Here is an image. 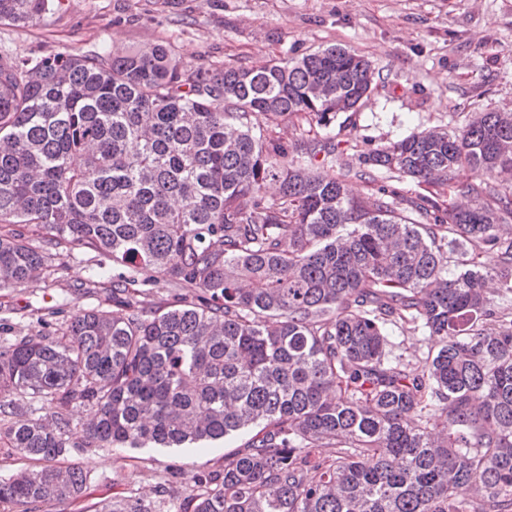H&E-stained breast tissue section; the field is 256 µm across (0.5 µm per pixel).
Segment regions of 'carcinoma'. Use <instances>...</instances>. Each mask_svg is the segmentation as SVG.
<instances>
[{
	"label": "carcinoma",
	"instance_id": "1",
	"mask_svg": "<svg viewBox=\"0 0 512 512\" xmlns=\"http://www.w3.org/2000/svg\"><path fill=\"white\" fill-rule=\"evenodd\" d=\"M60 2L0 0V22L33 24ZM373 83L340 46L215 72L183 69L163 43L0 53V289L93 252L86 285L122 310L43 319L0 346V443L36 462L0 479V505L82 497L70 448L243 435L224 469L191 476L202 490L183 512H512V320L478 261L497 252L511 297L512 112L391 142L337 176L335 138L255 131L327 128ZM466 168L478 180L458 189L465 210L346 187L383 169L443 188ZM160 286L172 303L153 302ZM400 324L438 349L392 355ZM77 403L93 418L72 443Z\"/></svg>",
	"mask_w": 512,
	"mask_h": 512
}]
</instances>
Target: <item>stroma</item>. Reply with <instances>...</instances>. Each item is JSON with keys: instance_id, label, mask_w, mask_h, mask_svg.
<instances>
[{"instance_id": "35a3bbf8", "label": "stroma", "mask_w": 512, "mask_h": 512, "mask_svg": "<svg viewBox=\"0 0 512 512\" xmlns=\"http://www.w3.org/2000/svg\"><path fill=\"white\" fill-rule=\"evenodd\" d=\"M171 47L182 65L213 71L299 57L329 45L365 55L374 90L355 112L339 114L319 137L348 141L337 166L361 153L432 128L462 127L472 113L512 112V0H62L37 24L0 23V52L88 54ZM84 257L55 261L23 288L0 289V345L38 318L65 325L78 311L112 309L106 290H88ZM218 448H74L69 460L89 477L82 500L36 512H89L113 497L138 499L144 512H177L192 474L221 468Z\"/></svg>"}]
</instances>
